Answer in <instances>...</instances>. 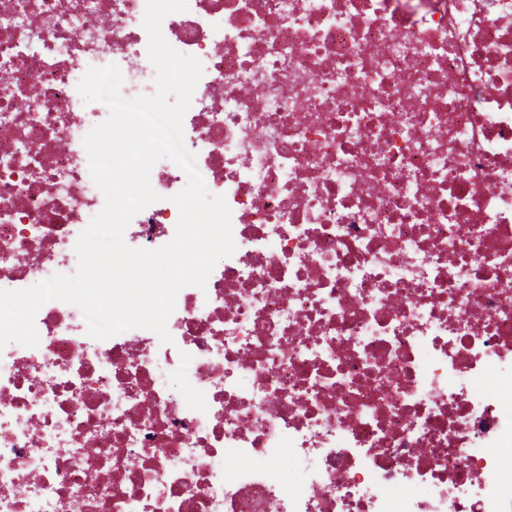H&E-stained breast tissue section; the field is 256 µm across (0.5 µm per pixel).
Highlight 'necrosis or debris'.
Masks as SVG:
<instances>
[{"instance_id":"1","label":"necrosis or debris","mask_w":512,"mask_h":512,"mask_svg":"<svg viewBox=\"0 0 512 512\" xmlns=\"http://www.w3.org/2000/svg\"><path fill=\"white\" fill-rule=\"evenodd\" d=\"M142 2L0 0V290L68 273L104 206L78 84L155 92ZM162 29L203 64L184 143L236 250L171 342L51 300L0 349V512H512V0H190ZM150 181L133 248L179 220L185 173Z\"/></svg>"}]
</instances>
